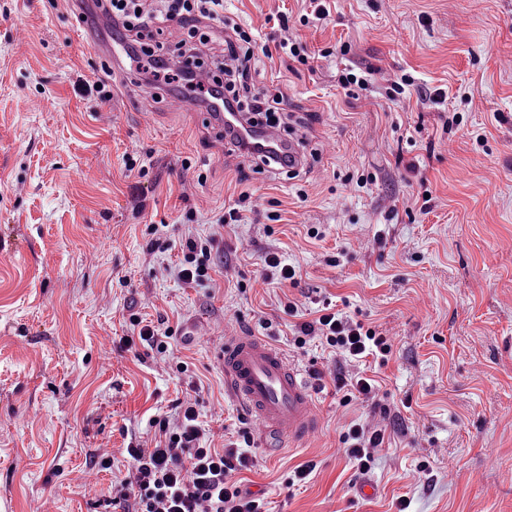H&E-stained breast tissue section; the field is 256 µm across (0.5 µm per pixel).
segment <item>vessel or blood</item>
Instances as JSON below:
<instances>
[{"instance_id": "b4317fda", "label": "vessel or blood", "mask_w": 512, "mask_h": 512, "mask_svg": "<svg viewBox=\"0 0 512 512\" xmlns=\"http://www.w3.org/2000/svg\"><path fill=\"white\" fill-rule=\"evenodd\" d=\"M110 23V17L99 9L83 22L81 30L87 43L108 59L124 51L116 40L100 44L98 32ZM215 117L223 121L225 130L257 151L273 153L282 143L277 130L255 131L244 126L236 113L219 111ZM218 357L229 393L255 420L260 434L273 432L299 441L318 433L320 418L314 394L277 347L257 336L231 334L225 336Z\"/></svg>"}]
</instances>
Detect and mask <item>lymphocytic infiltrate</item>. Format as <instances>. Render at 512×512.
<instances>
[{"label": "lymphocytic infiltrate", "mask_w": 512, "mask_h": 512, "mask_svg": "<svg viewBox=\"0 0 512 512\" xmlns=\"http://www.w3.org/2000/svg\"><path fill=\"white\" fill-rule=\"evenodd\" d=\"M106 8L128 38L130 53L145 56L144 70L155 77L167 71L169 65L164 55L155 52L154 41L164 35L169 22L186 25L187 30L175 47L181 58L176 79L187 86L201 66L196 47L210 39L206 29L198 27V20L219 24L224 21V0H159L155 6L147 0H106ZM273 21L282 33L277 47L286 48L288 17L278 14ZM224 43V61L212 78L208 98L235 105L238 111L248 114L276 111L283 101V93H252L250 80L257 56L272 57L277 47L257 46L252 34L238 26L225 35ZM218 248L219 240L213 236L204 240L186 239L177 278L187 284L211 282L213 253ZM316 338L334 348L345 363L372 356L384 366L393 354L391 340L382 330L350 317L327 302L317 318L296 325L293 342L296 348L302 349ZM333 381L337 391L343 394L342 404L359 400L380 408L379 386L366 373H352L343 366L337 368ZM197 405L198 399L192 395L177 400L176 420H155L158 438L153 447L128 446L132 474L110 485L105 506H119L124 512H267L264 498L243 492L237 480L239 473L255 465L250 453L253 444L250 429L239 428L237 439L228 442L225 448L203 447L205 430ZM340 440L349 461L359 471L366 472L385 443L386 429L378 423H352L342 432Z\"/></svg>", "instance_id": "1"}]
</instances>
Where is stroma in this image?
<instances>
[{
  "label": "stroma",
  "instance_id": "obj_1",
  "mask_svg": "<svg viewBox=\"0 0 512 512\" xmlns=\"http://www.w3.org/2000/svg\"><path fill=\"white\" fill-rule=\"evenodd\" d=\"M326 2L317 20L308 0H224L225 19L259 43L273 44L264 20L285 11L308 52L351 46L311 71L284 54L256 64L255 90L281 88L275 121L307 154L293 179L257 172L250 155L218 158L224 128L206 107L173 110L133 71H115L111 102L83 96L103 60L68 0H12L0 17V512H109L128 445L150 444V418L171 415L192 381L206 443L222 447L245 417L224 391L227 330L271 339L303 375L332 376L330 349L267 330L287 296L305 313L331 300L388 332L393 356L377 376L399 416L360 473L340 435L371 410L326 386L319 432L292 446L255 439L244 489L271 512H397L401 498L408 512H512V0ZM346 65L371 73L359 98L336 82ZM404 77L412 85L391 102L389 81ZM130 156L146 174L127 171ZM244 191L277 199L280 221L261 207L213 225ZM213 233L224 250L212 283L173 276L185 239ZM155 236L167 250L150 249ZM268 251L299 271L296 287L268 278ZM133 313L175 328L188 373L122 346ZM310 460L307 482L287 487Z\"/></svg>",
  "mask_w": 512,
  "mask_h": 512
}]
</instances>
